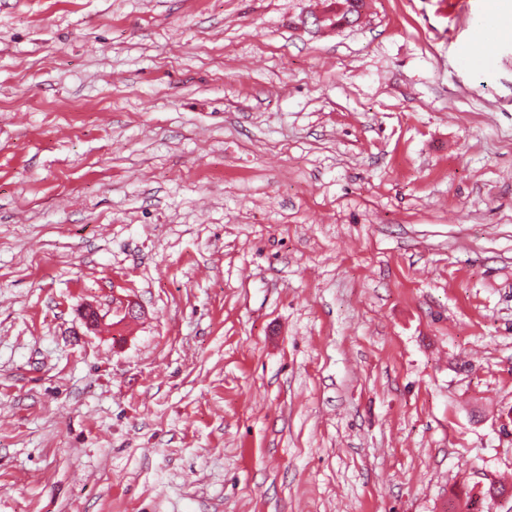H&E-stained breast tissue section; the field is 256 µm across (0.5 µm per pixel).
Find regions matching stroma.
I'll list each match as a JSON object with an SVG mask.
<instances>
[{
	"instance_id": "stroma-1",
	"label": "stroma",
	"mask_w": 512,
	"mask_h": 512,
	"mask_svg": "<svg viewBox=\"0 0 512 512\" xmlns=\"http://www.w3.org/2000/svg\"><path fill=\"white\" fill-rule=\"evenodd\" d=\"M329 3L0 0V512L512 484V40ZM364 5V0H336V13L333 15V20L338 23L352 24L360 18Z\"/></svg>"
}]
</instances>
